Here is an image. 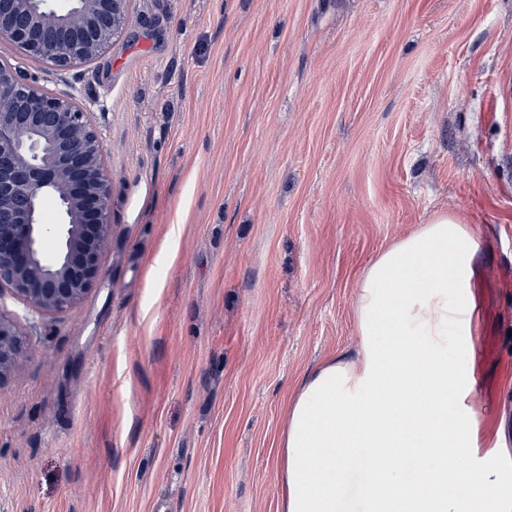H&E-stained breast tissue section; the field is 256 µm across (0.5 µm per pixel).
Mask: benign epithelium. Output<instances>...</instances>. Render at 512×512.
Returning <instances> with one entry per match:
<instances>
[{
  "label": "benign epithelium",
  "instance_id": "7a95c632",
  "mask_svg": "<svg viewBox=\"0 0 512 512\" xmlns=\"http://www.w3.org/2000/svg\"><path fill=\"white\" fill-rule=\"evenodd\" d=\"M130 0H0V40L28 57L65 69L103 55L128 23ZM54 197L58 224L40 222ZM110 180L89 112L66 96L27 82L0 63V289L43 313L71 309L101 272L111 236ZM57 241L49 257L48 238ZM21 340L0 320V387Z\"/></svg>",
  "mask_w": 512,
  "mask_h": 512
}]
</instances>
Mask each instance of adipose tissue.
<instances>
[{"mask_svg":"<svg viewBox=\"0 0 512 512\" xmlns=\"http://www.w3.org/2000/svg\"><path fill=\"white\" fill-rule=\"evenodd\" d=\"M473 231L440 215L382 251L355 303L360 348L306 375L281 440V512H338L350 457L363 512H512V438L462 414L474 364L448 356L472 344L478 304ZM485 447L490 464L463 467Z\"/></svg>","mask_w":512,"mask_h":512,"instance_id":"ef3b65f1","label":"adipose tissue"}]
</instances>
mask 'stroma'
Segmentation results:
<instances>
[{
	"label": "stroma",
	"instance_id": "stroma-1",
	"mask_svg": "<svg viewBox=\"0 0 512 512\" xmlns=\"http://www.w3.org/2000/svg\"><path fill=\"white\" fill-rule=\"evenodd\" d=\"M0 61L89 108L112 225L70 310L0 291V512H280L289 401L359 348L365 269L444 213L482 257L448 356L512 418V0H131L92 63ZM21 340L13 327L0 319V388L6 383L20 354Z\"/></svg>",
	"mask_w": 512,
	"mask_h": 512
}]
</instances>
